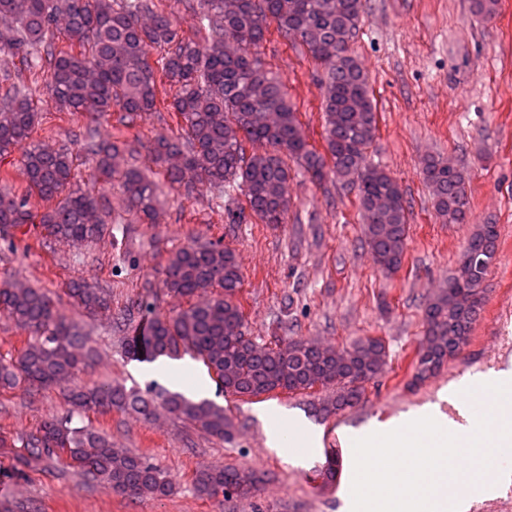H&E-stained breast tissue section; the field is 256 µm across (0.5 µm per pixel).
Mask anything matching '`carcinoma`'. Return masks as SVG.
I'll return each instance as SVG.
<instances>
[{
  "label": "carcinoma",
  "mask_w": 512,
  "mask_h": 512,
  "mask_svg": "<svg viewBox=\"0 0 512 512\" xmlns=\"http://www.w3.org/2000/svg\"><path fill=\"white\" fill-rule=\"evenodd\" d=\"M497 7L498 0H473L475 15L486 21L496 16ZM362 13L363 0H198L199 36L185 37L162 0H0V157L23 149L20 171L27 185L22 196L0 192V235L32 224L69 245L93 242L101 233L102 197L94 186L72 189L73 153L31 142L40 117V89L61 111L93 117L113 110L131 117L156 111L159 82L165 81L176 87L171 107L183 134L157 138L149 156L171 186L191 194L197 184H208L234 223L245 219L238 207L242 196L262 223L281 224L291 178L281 157L285 153L317 181L333 174L357 186L365 244L378 267L396 272L405 257L407 209L397 179L366 156L376 137L377 112L367 75L350 51ZM272 24L325 67L323 153L309 145L281 78L265 69L255 53ZM229 35L241 38L236 55L225 50ZM58 36L67 49L56 46ZM154 48L161 56L153 61ZM81 147L100 175L119 176L129 210L152 221L156 183L138 168L118 171L115 146L94 130ZM423 178L432 189L438 218L445 224L465 223L470 200L464 171L432 157ZM33 195L48 203L38 215L29 208ZM58 197L61 201L50 205ZM497 248L496 225H481L469 238L457 271L427 298L413 382L436 375L468 344ZM163 285L188 306L173 317L148 313L136 324L128 353L148 362L189 354L203 362L226 396L251 400L334 387L335 397L320 408L329 414L358 404L363 384L385 372V345L376 337L333 348L307 340L259 342L245 335L236 301L243 277L230 248L210 241L180 248L166 262ZM68 293L91 313L110 311L107 298L76 282ZM0 311L28 333L17 359L0 358V390L70 382L68 400L77 409L116 408L148 418L162 407L209 434L231 437V419L212 400H194L155 381L143 391L76 382L88 338L55 315L45 291L5 282ZM24 448L26 454L15 464L19 473L65 455L81 473L124 496L163 498L174 490L167 472L143 455L112 447L103 431L74 425L70 412L43 423ZM193 485L202 498L247 500L259 490V478L250 469L219 465L196 471Z\"/></svg>",
  "instance_id": "cac0c4a2"
}]
</instances>
